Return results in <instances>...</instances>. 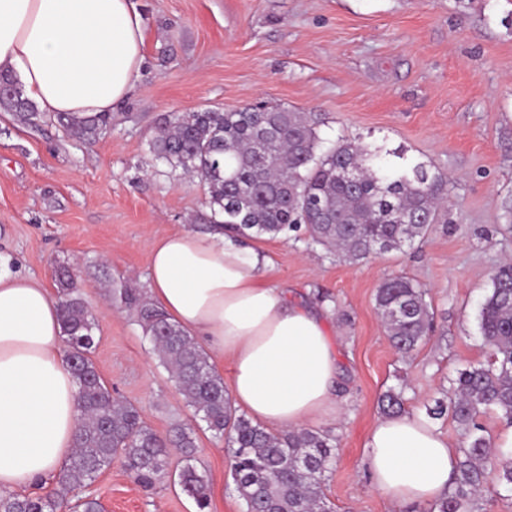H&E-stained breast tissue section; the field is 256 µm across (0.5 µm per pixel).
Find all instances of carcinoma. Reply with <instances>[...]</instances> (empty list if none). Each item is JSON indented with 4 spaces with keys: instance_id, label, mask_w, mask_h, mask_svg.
Returning <instances> with one entry per match:
<instances>
[{
    "instance_id": "1",
    "label": "carcinoma",
    "mask_w": 512,
    "mask_h": 512,
    "mask_svg": "<svg viewBox=\"0 0 512 512\" xmlns=\"http://www.w3.org/2000/svg\"><path fill=\"white\" fill-rule=\"evenodd\" d=\"M0 112L22 126L37 128L47 114L25 98L16 79L0 73ZM70 138L91 144L104 135L112 114L53 115ZM318 117L278 106L246 105L232 111L202 109L160 119L151 151L169 165L201 176L208 211L197 221L215 231L255 239L288 237L304 231L308 247L336 251L352 262L401 251L424 241L447 208L448 179L422 163H390L369 147L339 137L321 140ZM359 174L356 185L341 178L344 168ZM64 357L77 385L81 411L75 451L46 495H0V512H103L98 499L71 496L119 460L137 483L151 486L167 474L173 452L185 464L178 474L200 512L209 508L208 483L193 464L197 438L176 427L160 436L145 425L133 404L112 397L92 355L97 324L71 271H56ZM427 292L399 274L383 281L375 300L393 348L406 359L428 335L433 319ZM121 302L134 312L160 363L194 417L224 439L232 461L235 491L244 512H331L324 489L336 458L337 439L313 429L270 432L238 413L224 379L204 348L137 289ZM478 328L489 350L485 364L450 380L449 388L426 405L432 421L453 418L468 431L459 448L454 488L429 512H483L486 492H512V450L493 448L478 422L494 410L512 426V264L499 267L480 305ZM383 412H402L403 390L390 389Z\"/></svg>"
}]
</instances>
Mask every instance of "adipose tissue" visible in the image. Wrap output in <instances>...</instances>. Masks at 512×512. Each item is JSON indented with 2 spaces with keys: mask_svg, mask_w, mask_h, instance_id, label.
<instances>
[{
  "mask_svg": "<svg viewBox=\"0 0 512 512\" xmlns=\"http://www.w3.org/2000/svg\"><path fill=\"white\" fill-rule=\"evenodd\" d=\"M144 31L133 0H0V70L47 114L110 112L141 77ZM268 266L233 238L185 230L153 243L149 292L211 359L230 358L235 406L292 429L335 415L337 352L322 313L290 302ZM62 339L45 284L0 274V493L47 484L74 451L80 411ZM366 446L390 502L448 495L458 453L422 417L381 419Z\"/></svg>",
  "mask_w": 512,
  "mask_h": 512,
  "instance_id": "1",
  "label": "adipose tissue"
}]
</instances>
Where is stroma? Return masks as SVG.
Segmentation results:
<instances>
[{
    "mask_svg": "<svg viewBox=\"0 0 512 512\" xmlns=\"http://www.w3.org/2000/svg\"><path fill=\"white\" fill-rule=\"evenodd\" d=\"M145 18L137 88L95 144L55 121L16 125L0 112V271L53 284L75 269L98 325L93 361L113 396L158 434L194 428L208 512H243L223 441L197 427L152 351L123 289L147 290L149 246L201 232L206 188L149 149L161 117L268 102L320 118L319 134L401 149L450 178L448 221L415 249L351 263L281 238L249 240L289 299L324 311L337 348L340 417L312 421L338 441L325 495L333 512H427L391 504L370 481L366 442L379 398L404 386L406 411L485 359L478 308L492 270L512 260V0H135ZM427 291L433 329L409 359L375 302L391 274ZM170 474L138 485L113 463L84 494L108 512H198Z\"/></svg>",
    "mask_w": 512,
    "mask_h": 512,
    "instance_id": "35a3bbf8",
    "label": "stroma"
}]
</instances>
